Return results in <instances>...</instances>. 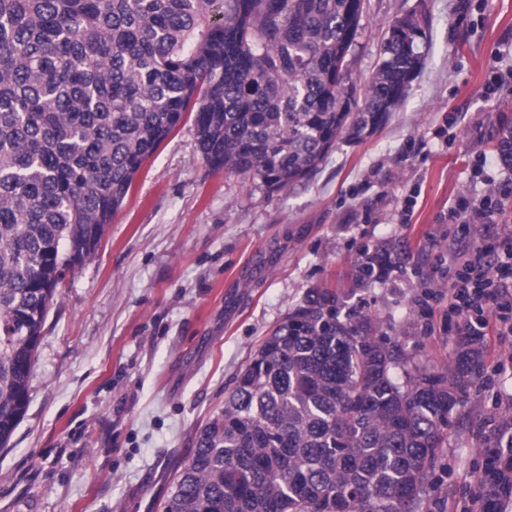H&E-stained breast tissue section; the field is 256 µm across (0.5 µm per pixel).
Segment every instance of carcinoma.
Here are the masks:
<instances>
[{"label":"carcinoma","instance_id":"1","mask_svg":"<svg viewBox=\"0 0 512 512\" xmlns=\"http://www.w3.org/2000/svg\"><path fill=\"white\" fill-rule=\"evenodd\" d=\"M364 0H0V448L28 405L49 308L91 258L143 163L195 110L213 170L269 192L405 99L419 25L389 27L353 96ZM512 163V128L499 132ZM452 379L312 292L240 369L164 512H426Z\"/></svg>","mask_w":512,"mask_h":512}]
</instances>
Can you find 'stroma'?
<instances>
[{
	"label": "stroma",
	"instance_id": "35a3bbf8",
	"mask_svg": "<svg viewBox=\"0 0 512 512\" xmlns=\"http://www.w3.org/2000/svg\"><path fill=\"white\" fill-rule=\"evenodd\" d=\"M364 3L353 97L388 26L412 15L423 65L406 100L377 133L339 141L307 181L273 195L211 171L192 123L162 143L51 307L27 411L0 449V512H162L200 424L312 289L335 290L351 321L368 319L422 369L451 372L465 335L448 313V248L512 231V196L490 230L448 221L458 196L477 202L489 189L475 135L491 155L512 127V0ZM495 73L504 83L489 96ZM366 249L390 262L386 278H360ZM427 292L438 297L429 321L418 306ZM511 356L512 335L481 337L430 512H464L478 493L484 451L512 409V372L499 366Z\"/></svg>",
	"mask_w": 512,
	"mask_h": 512
}]
</instances>
